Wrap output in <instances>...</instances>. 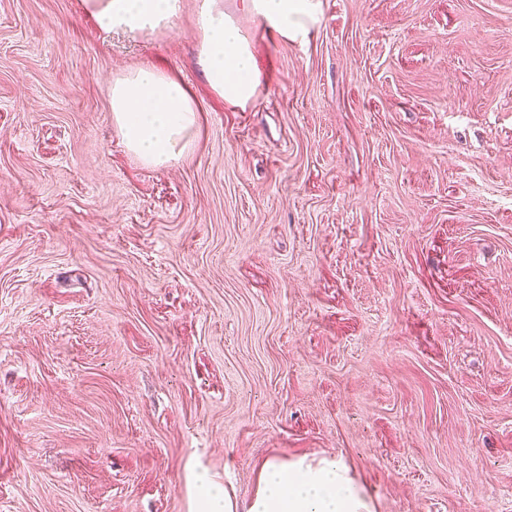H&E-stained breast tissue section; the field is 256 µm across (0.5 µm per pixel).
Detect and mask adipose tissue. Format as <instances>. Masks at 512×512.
<instances>
[{"label":"adipose tissue","instance_id":"ef3b65f1","mask_svg":"<svg viewBox=\"0 0 512 512\" xmlns=\"http://www.w3.org/2000/svg\"><path fill=\"white\" fill-rule=\"evenodd\" d=\"M86 12L107 32L153 34L166 31L180 0H83ZM249 16L283 38L306 40L318 20L320 0H241ZM198 59L210 88L238 107L254 98L262 73L249 38L221 0H203ZM112 121L127 148L143 164L167 168L194 145L200 106L190 89L169 72L145 66L116 77L110 88ZM196 512H372L345 464L335 456L318 462L275 458L260 468L247 506L208 474L193 475Z\"/></svg>","mask_w":512,"mask_h":512}]
</instances>
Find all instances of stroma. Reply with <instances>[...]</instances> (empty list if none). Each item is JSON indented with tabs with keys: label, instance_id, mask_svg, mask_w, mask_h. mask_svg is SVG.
<instances>
[{
	"label": "stroma",
	"instance_id": "35a3bbf8",
	"mask_svg": "<svg viewBox=\"0 0 512 512\" xmlns=\"http://www.w3.org/2000/svg\"><path fill=\"white\" fill-rule=\"evenodd\" d=\"M157 34L0 0V512H190L334 454L373 512H512V0H321L307 42L223 0L263 71L225 104L200 0ZM201 107L150 169L109 89ZM110 99L116 130L146 166L168 168L192 149L201 108L169 72L145 66L121 74Z\"/></svg>",
	"mask_w": 512,
	"mask_h": 512
}]
</instances>
